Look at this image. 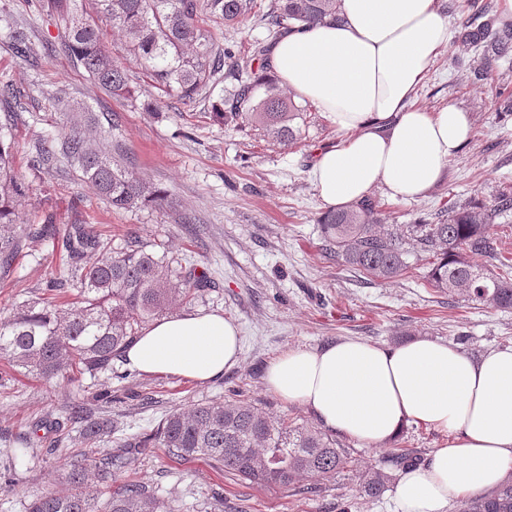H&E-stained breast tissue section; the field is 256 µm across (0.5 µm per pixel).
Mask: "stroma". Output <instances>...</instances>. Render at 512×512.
<instances>
[{
    "instance_id": "obj_1",
    "label": "stroma",
    "mask_w": 512,
    "mask_h": 512,
    "mask_svg": "<svg viewBox=\"0 0 512 512\" xmlns=\"http://www.w3.org/2000/svg\"><path fill=\"white\" fill-rule=\"evenodd\" d=\"M0 10L8 16L0 23V86L11 85L17 96L11 111H0V126L11 128L15 142V174L25 186L17 205L23 223L49 219L62 230L91 224L111 236L113 246L136 240L185 259L186 269L205 276L209 289L203 299L180 306V313L222 314L238 325L242 338L239 363L205 384L142 375L120 358L111 371L77 387L24 377L0 360V512H25L31 496L64 489L60 471L66 464L116 451L168 414L199 402L239 401L273 418L320 429L308 407L284 404L266 386L268 364L291 347L315 349L344 338L396 347L419 336L450 342L461 333L469 335L465 350L474 358L512 346V310L438 291L427 278L429 254L411 255L401 276L377 281L323 250L319 219L327 208L313 187L311 165L316 151L334 144L337 134L312 103L300 101V135L285 145L254 121H214L211 101L221 96L222 85L194 101L161 92L109 29L106 47L135 90L133 98H115L63 54L45 53L62 30L41 0H0ZM10 22L26 28L37 57L15 52L6 28ZM477 58L455 41L430 65L416 106L432 112L457 106L469 113L471 134L425 196L394 199L374 188L369 198L380 223H434L447 211L487 205L512 193V115L500 111L489 84L475 80ZM75 112L104 150L117 151L125 167L168 190V207L115 210L69 165L40 172L29 166L34 144L61 138ZM64 274L51 243L26 245L12 276L0 280V322L23 300L45 297L49 276ZM76 401L93 417L112 421L110 439L91 447L79 442L78 426L66 414ZM45 417L62 422L50 448L33 432L34 422ZM19 436L31 440L22 459L15 455ZM439 440L434 431L415 425L381 451L346 437L347 471L290 487L244 483L208 461L184 462L167 449L142 448L114 482L141 484L174 512H399L393 491L377 501L363 497L359 472L385 451L405 449L427 458Z\"/></svg>"
}]
</instances>
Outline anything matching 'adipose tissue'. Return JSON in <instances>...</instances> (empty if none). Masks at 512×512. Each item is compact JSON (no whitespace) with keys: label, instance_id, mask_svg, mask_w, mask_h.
Wrapping results in <instances>:
<instances>
[{"label":"adipose tissue","instance_id":"1","mask_svg":"<svg viewBox=\"0 0 512 512\" xmlns=\"http://www.w3.org/2000/svg\"><path fill=\"white\" fill-rule=\"evenodd\" d=\"M341 19L282 30L268 68L290 93L335 127L312 182L324 204L348 208L376 187L424 195L467 139L471 119L455 106L428 112L411 100L452 34L440 0H339ZM237 326L218 313L177 315L144 329L125 352L135 371L197 383L240 360ZM283 403L364 446L382 448L409 424L438 433L427 462L400 473L401 512H447L512 475V348L480 358L419 337L388 348L344 339L291 347L265 374Z\"/></svg>","mask_w":512,"mask_h":512}]
</instances>
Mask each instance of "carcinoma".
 Wrapping results in <instances>:
<instances>
[{
    "label": "carcinoma",
    "mask_w": 512,
    "mask_h": 512,
    "mask_svg": "<svg viewBox=\"0 0 512 512\" xmlns=\"http://www.w3.org/2000/svg\"><path fill=\"white\" fill-rule=\"evenodd\" d=\"M83 2L46 0L45 7L56 13L63 29L60 42L46 47L48 52L68 56L112 96L130 98L128 76L106 49L105 33L97 23L102 17L122 34L124 50L137 58L159 89L175 88L193 100L224 79L229 89L213 102V115L221 121L251 117L284 144L297 139L293 121L300 112L274 84L258 76L267 70L270 43L256 41L243 54L230 46L221 48L198 18L208 15L232 28L256 16L273 38L292 24L310 27L339 20L338 0H90V12ZM470 7L473 18L461 24L457 38L481 50L473 75L487 82L497 62L512 59V28L497 25L492 4L472 0ZM9 37L18 52L34 54L25 29L13 26ZM61 158L116 209L161 207L166 202L164 191L96 148L77 122L61 139L39 146L32 167L48 168ZM14 160L13 138L0 130V276L10 275L28 240L59 236L68 276L50 279L47 288L70 287L77 294L65 304L27 300L16 306L0 323V359L44 382L71 380L77 373L94 377L112 369V360L153 318L204 296L207 281L188 274L165 252L140 245L114 249L89 224H71L61 234L50 219L38 229L19 223L17 197L23 190L13 174ZM511 209L512 196L505 195L490 206L453 210L434 224H408L402 234L378 224L366 200L330 211L319 223L326 249L374 280L397 277L407 269L410 253H428L433 256L428 277L435 288L451 298L512 309V263L486 230L497 214ZM476 255L507 272L493 273L474 263ZM69 416L81 424L79 440L84 444L112 433L111 422L82 415L78 403L69 406ZM151 444L168 449L180 461L207 459L261 486H291L302 476L328 480L348 465L342 445L326 433L274 420L252 405L211 401L168 415L153 432L122 444L96 467L84 460L67 465V489L36 496L27 512H171L164 500L136 484L109 486L101 495L88 488L89 469L96 468L106 483L128 466L125 449ZM392 479L380 460L362 475L359 491L375 501ZM463 512H512V475L469 499Z\"/></svg>",
    "instance_id": "obj_1"
}]
</instances>
